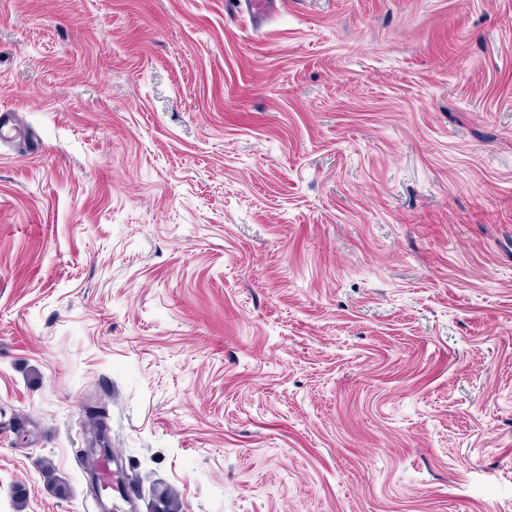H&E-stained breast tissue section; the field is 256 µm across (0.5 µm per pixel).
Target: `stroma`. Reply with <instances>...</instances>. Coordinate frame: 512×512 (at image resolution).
Instances as JSON below:
<instances>
[{
    "mask_svg": "<svg viewBox=\"0 0 512 512\" xmlns=\"http://www.w3.org/2000/svg\"><path fill=\"white\" fill-rule=\"evenodd\" d=\"M278 2L0 0V512H512V0Z\"/></svg>",
    "mask_w": 512,
    "mask_h": 512,
    "instance_id": "35a3bbf8",
    "label": "stroma"
}]
</instances>
